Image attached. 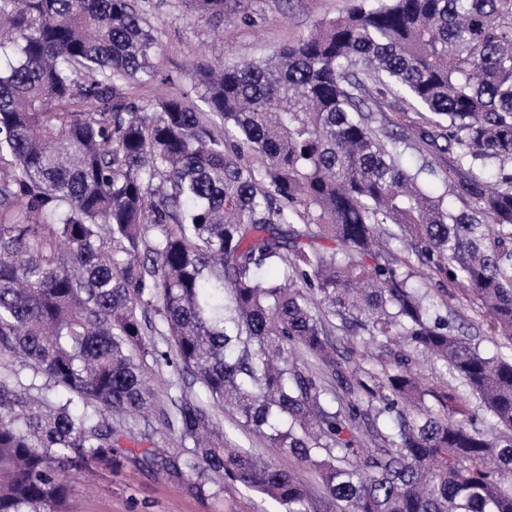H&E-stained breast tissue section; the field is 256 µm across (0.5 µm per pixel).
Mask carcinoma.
Wrapping results in <instances>:
<instances>
[{
	"label": "carcinoma",
	"instance_id": "cac0c4a2",
	"mask_svg": "<svg viewBox=\"0 0 512 512\" xmlns=\"http://www.w3.org/2000/svg\"><path fill=\"white\" fill-rule=\"evenodd\" d=\"M3 23L0 512H67V472L121 467L148 357L205 393L167 392L193 448L156 462L170 475L220 473L276 512H512V354L432 318L389 249L450 271L512 347V0H355L267 60L197 63L201 107L135 103L159 48L135 0H0ZM389 99L424 115L417 142L374 125ZM368 349L378 368H349ZM414 352L455 385L423 382ZM214 404L320 497L214 428ZM216 418L224 428V431L229 433L234 439L243 441L246 446L257 448L269 463L286 469H294L302 476L315 495L319 493L318 479L314 473L299 464L292 457L285 456L279 448H270L263 438L250 433L247 429L240 426L239 415L225 410L223 412L216 411Z\"/></svg>",
	"mask_w": 512,
	"mask_h": 512
}]
</instances>
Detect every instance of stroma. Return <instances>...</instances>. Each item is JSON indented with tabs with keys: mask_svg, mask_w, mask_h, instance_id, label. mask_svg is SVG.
Instances as JSON below:
<instances>
[{
	"mask_svg": "<svg viewBox=\"0 0 512 512\" xmlns=\"http://www.w3.org/2000/svg\"><path fill=\"white\" fill-rule=\"evenodd\" d=\"M351 5V0H242L238 13L215 16L201 12L195 0H144L145 16L159 43L152 58L157 80L136 88L137 98L177 94L199 102L203 89L191 70L194 61L230 65L269 58L284 43L306 36L319 20L344 14ZM414 269L436 310L450 314L484 354L502 352L486 313L476 301L462 298L456 281L419 263ZM216 418L234 439L257 448L269 463L296 470L311 491H318L314 473L243 428L237 414L223 411ZM135 428L137 439L123 442L135 458L117 474L105 473L94 481L74 470L67 474L72 512H273L271 503L224 486L212 473L203 478L189 472L180 477L159 474L151 449H166L175 460L184 458L188 447L158 419L136 421ZM201 479L206 482L204 492L192 491V484Z\"/></svg>",
	"mask_w": 512,
	"mask_h": 512,
	"instance_id": "35a3bbf8",
	"label": "stroma"
}]
</instances>
